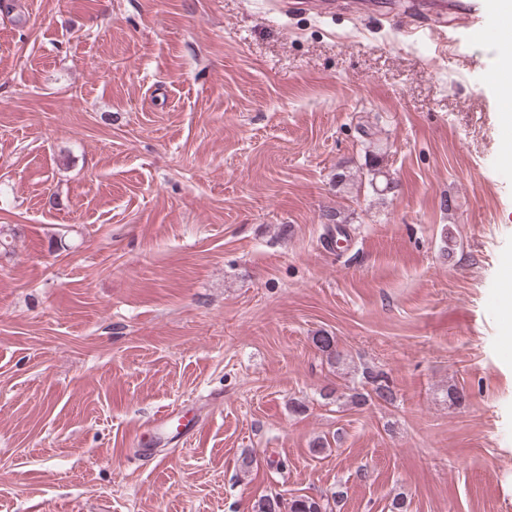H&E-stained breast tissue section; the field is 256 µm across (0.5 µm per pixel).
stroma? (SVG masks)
Returning a JSON list of instances; mask_svg holds the SVG:
<instances>
[{
  "label": "stroma",
  "instance_id": "obj_1",
  "mask_svg": "<svg viewBox=\"0 0 512 512\" xmlns=\"http://www.w3.org/2000/svg\"><path fill=\"white\" fill-rule=\"evenodd\" d=\"M276 2L0 0V512H512V46L488 0L444 53L410 0ZM509 69L512 70V60H500L497 68L493 69L490 73V81L495 84L500 100L504 106L505 115L503 116V120L506 123L512 121V83L502 80L501 76ZM379 158L380 157L375 153L369 154L368 158L366 154L365 165L368 167V173L371 177L369 179V185L375 193L383 195L384 192H388L393 187H390L388 175L383 171ZM381 185L383 186L381 187ZM512 267V256L503 265V272L500 274L497 290L500 304V311L505 318L512 315V277L509 268ZM362 379L364 384L371 386V388L367 392H355L350 395L352 405L362 406L373 399L390 404L395 400V392L382 373L375 372L371 368H364ZM188 410L178 408L167 409L166 411L156 415L150 422L149 425L154 431L164 432L165 430L175 429L179 433L181 426L187 427L188 422H185V416Z\"/></svg>",
  "mask_w": 512,
  "mask_h": 512
}]
</instances>
